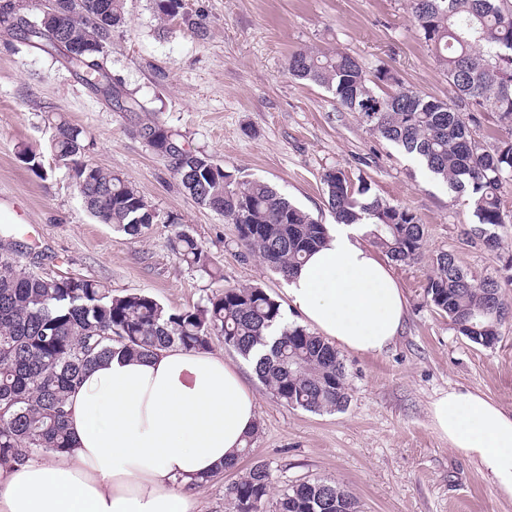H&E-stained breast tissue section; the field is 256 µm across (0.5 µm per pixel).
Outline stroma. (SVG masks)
Wrapping results in <instances>:
<instances>
[{
    "instance_id": "stroma-1",
    "label": "stroma",
    "mask_w": 512,
    "mask_h": 512,
    "mask_svg": "<svg viewBox=\"0 0 512 512\" xmlns=\"http://www.w3.org/2000/svg\"><path fill=\"white\" fill-rule=\"evenodd\" d=\"M127 25L114 34L108 66L144 114L115 111L44 51L0 29V209L16 216L21 264L44 256L41 271L99 281L113 294L144 292L173 311L189 310L228 287L263 288L289 308L283 277L237 243L235 225L197 205L168 162L135 132L157 118L186 146L226 171L267 181L323 224L333 215L320 177L339 169L371 194L410 209L425 229L416 262L393 263L407 314L381 354L343 351L349 387L344 411L311 413L277 400L246 361L212 338V350L244 369L258 402L250 461L270 465L266 512L288 485L334 481L358 512H512L475 463L453 452L433 428L432 402L451 388L481 391L512 410V321L499 342H472L428 302L432 261L452 252L459 265L499 281L512 302V224L497 229L503 247L487 251L466 231L474 218L463 196L394 144L343 110L326 89L289 75L301 49L342 51L367 72L384 67L404 85L438 99L450 88L415 26L408 0H185L201 33L157 19L153 0H127ZM84 129L87 159L118 173L161 214L139 236L100 223L84 206L50 146L46 116ZM42 159L34 175L22 152ZM201 244L214 268L188 267L170 247L175 230Z\"/></svg>"
}]
</instances>
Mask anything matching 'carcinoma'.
<instances>
[{"label": "carcinoma", "instance_id": "obj_1", "mask_svg": "<svg viewBox=\"0 0 512 512\" xmlns=\"http://www.w3.org/2000/svg\"><path fill=\"white\" fill-rule=\"evenodd\" d=\"M164 22H194L183 0H153ZM415 24L443 69L451 90L444 101L422 95L380 68L372 75L344 52L301 50L288 58L289 73L327 89L336 103L380 138L416 158L438 180L467 197L475 223L471 237L512 223L501 189L512 181V0H409ZM126 25V0H68L65 32L85 46L62 54L95 94L122 112H141L139 100L112 83L106 66L112 35ZM0 27L30 46L55 55L63 40L52 7L30 13L23 0H0ZM394 82L392 93L376 88ZM493 112L504 135L486 147L471 126ZM56 160L72 172L88 211L104 224L140 235L164 217L123 177L85 160L84 131L46 116ZM135 133L170 163L184 191L200 206L236 225L238 242L257 253L282 277H290L307 255L321 247L327 226L260 179L240 181L203 151L184 147L155 118ZM336 222L362 224L371 243L395 261L419 259L424 228L408 209L369 194L340 169L321 177ZM0 240V463L23 464L34 455L69 447L68 395L87 370L110 357L114 347L139 357L170 346L207 349L213 336L247 358L258 352L254 370L272 395L307 412L342 411L348 403L345 367L336 347L300 325L284 322L282 304L254 286L225 288L191 310L172 311L147 293L114 296L85 277L38 273ZM170 247L188 266L209 272L197 239L177 231ZM491 277L464 271L454 254L433 258L425 293L459 332L485 347L498 343L512 305ZM273 484L269 464L257 461L227 488L232 512H263ZM275 512H358L354 497L324 479L285 489Z\"/></svg>", "mask_w": 512, "mask_h": 512}]
</instances>
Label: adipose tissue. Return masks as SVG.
<instances>
[{
  "label": "adipose tissue",
  "instance_id": "obj_1",
  "mask_svg": "<svg viewBox=\"0 0 512 512\" xmlns=\"http://www.w3.org/2000/svg\"><path fill=\"white\" fill-rule=\"evenodd\" d=\"M303 323L329 343L378 354L398 336L406 301L390 265L357 224H333L287 281ZM65 453L0 466V512H197V485L223 472L258 426L238 367L212 351L114 354L68 398ZM435 430L512 499V411L451 388L431 404Z\"/></svg>",
  "mask_w": 512,
  "mask_h": 512
}]
</instances>
